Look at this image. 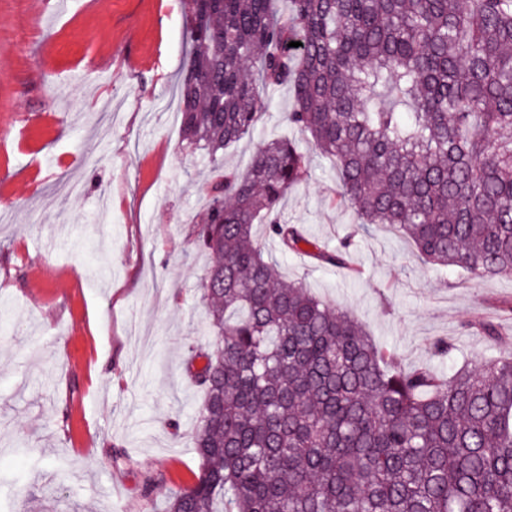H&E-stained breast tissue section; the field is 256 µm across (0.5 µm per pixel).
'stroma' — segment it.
Listing matches in <instances>:
<instances>
[{"mask_svg": "<svg viewBox=\"0 0 512 512\" xmlns=\"http://www.w3.org/2000/svg\"><path fill=\"white\" fill-rule=\"evenodd\" d=\"M182 0H0V512H161L198 468L201 392L189 347H209L186 230L206 159L182 146ZM274 89L264 139L295 142L310 176L283 214L350 266L269 251L285 276L363 322L404 366L512 356V277L424 262L401 233L337 205L334 165L289 127ZM494 321L504 341L476 332ZM178 429H170V422Z\"/></svg>", "mask_w": 512, "mask_h": 512, "instance_id": "stroma-1", "label": "stroma"}]
</instances>
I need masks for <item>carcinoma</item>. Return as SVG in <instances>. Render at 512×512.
<instances>
[{
	"mask_svg": "<svg viewBox=\"0 0 512 512\" xmlns=\"http://www.w3.org/2000/svg\"><path fill=\"white\" fill-rule=\"evenodd\" d=\"M289 3L182 0L181 137L210 166L188 237L209 257L213 341L188 358L198 471L164 512H512V357L400 367L266 252L346 265L351 238L330 249L282 215L307 156L270 139L224 167L285 86L362 232L388 224L429 263L511 277L512 0Z\"/></svg>",
	"mask_w": 512,
	"mask_h": 512,
	"instance_id": "1",
	"label": "carcinoma"
}]
</instances>
